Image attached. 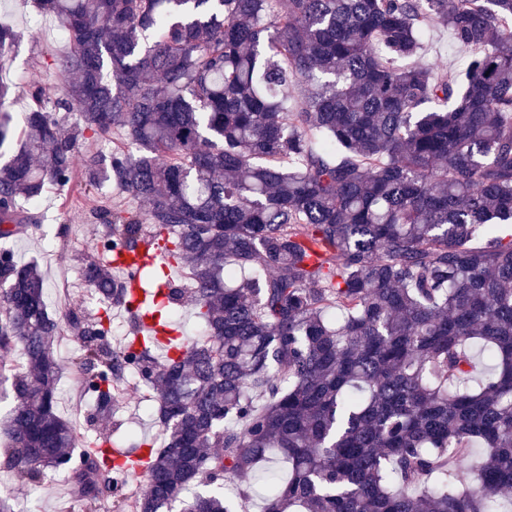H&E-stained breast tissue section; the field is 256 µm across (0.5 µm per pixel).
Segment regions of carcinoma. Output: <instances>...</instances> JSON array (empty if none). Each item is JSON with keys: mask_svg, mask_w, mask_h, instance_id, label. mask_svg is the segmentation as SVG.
Masks as SVG:
<instances>
[{"mask_svg": "<svg viewBox=\"0 0 512 512\" xmlns=\"http://www.w3.org/2000/svg\"><path fill=\"white\" fill-rule=\"evenodd\" d=\"M70 39L26 132L3 109L0 240L81 174L145 209H92L95 316L70 313L90 419L133 372L159 438L120 453L57 413L60 326L45 279L0 248V347H18L6 437L21 480L63 472L85 512H236L217 487L288 463L263 512H509L512 489V0H34ZM432 24L475 51L466 81L403 66ZM28 35L0 24V57ZM302 96L287 105L288 91ZM74 114L66 126L57 117ZM112 137L81 170L80 142ZM159 245L205 338L138 329L114 261ZM79 449V465L71 466ZM466 463L472 480L458 476ZM144 477L141 491L127 477Z\"/></svg>", "mask_w": 512, "mask_h": 512, "instance_id": "obj_1", "label": "carcinoma"}]
</instances>
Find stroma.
<instances>
[{
    "instance_id": "35a3bbf8",
    "label": "stroma",
    "mask_w": 512,
    "mask_h": 512,
    "mask_svg": "<svg viewBox=\"0 0 512 512\" xmlns=\"http://www.w3.org/2000/svg\"><path fill=\"white\" fill-rule=\"evenodd\" d=\"M0 19L21 29L37 31L39 35L38 43L23 42L11 60L0 67V79L14 86V94L5 107L20 128L25 123V112L34 89H41L48 99L57 93V78L46 68L42 50L62 47L64 34L55 18L35 17L27 0H0ZM423 44L422 63L452 71L462 69L471 54L470 49L456 44L448 29L441 25L426 30ZM122 201V196L108 185L92 198L85 196L76 182L64 190L48 187L37 209L40 223L9 242L17 260L37 262L45 276L48 311L59 320L61 328L55 346L61 367L58 412L81 431L86 428L94 402L84 394L81 381L73 371L81 347L74 338L67 314L72 310L85 314L96 310L95 305L86 303L84 284L79 278L81 268L93 258L98 244L99 226L90 210L98 204L115 205ZM94 430L112 436L126 450L140 439L157 433L136 390L129 391L112 417L99 421ZM7 457L8 444L0 434V490L13 494L20 504L38 507L39 512H72L68 486L62 475L49 472L40 483L31 484L16 477Z\"/></svg>"
}]
</instances>
